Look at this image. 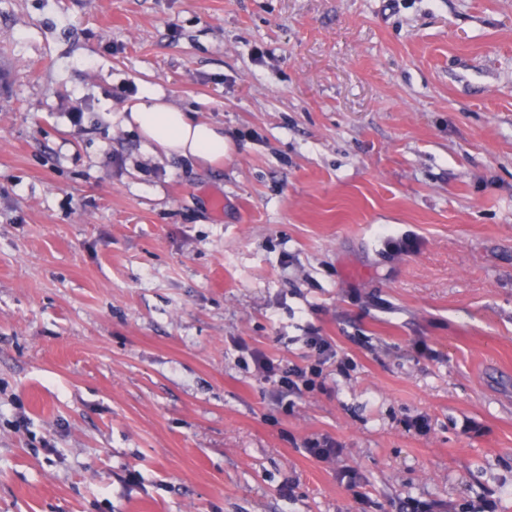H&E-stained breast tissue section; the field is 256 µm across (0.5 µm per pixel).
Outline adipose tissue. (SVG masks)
<instances>
[{"mask_svg":"<svg viewBox=\"0 0 512 512\" xmlns=\"http://www.w3.org/2000/svg\"><path fill=\"white\" fill-rule=\"evenodd\" d=\"M123 126L136 132L143 143L166 156L195 159L205 166L223 165L230 152L222 127L196 119L168 103L163 93L145 87L137 101L122 113Z\"/></svg>","mask_w":512,"mask_h":512,"instance_id":"ef3b65f1","label":"adipose tissue"}]
</instances>
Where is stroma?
Wrapping results in <instances>:
<instances>
[{
  "label": "stroma",
  "instance_id": "1",
  "mask_svg": "<svg viewBox=\"0 0 512 512\" xmlns=\"http://www.w3.org/2000/svg\"><path fill=\"white\" fill-rule=\"evenodd\" d=\"M413 500L512 512V0H0V512ZM191 113L168 103L163 93L148 86L122 112V124L136 131L146 146L157 147L166 156L193 158L204 166L224 165L231 148L224 129ZM309 343L317 351V363L308 368L293 369L279 376L280 386L284 389V391H279L280 396L286 394L288 397H300L303 394L301 386L306 390H312L316 385L312 377H320L322 375V366L332 357L336 356V352H333L330 343L321 336H310ZM305 449L311 456L323 462H334L342 453V448L327 438L308 444Z\"/></svg>",
  "mask_w": 512,
  "mask_h": 512
}]
</instances>
